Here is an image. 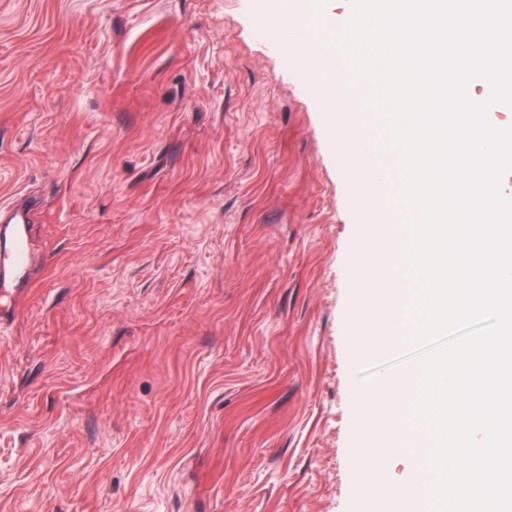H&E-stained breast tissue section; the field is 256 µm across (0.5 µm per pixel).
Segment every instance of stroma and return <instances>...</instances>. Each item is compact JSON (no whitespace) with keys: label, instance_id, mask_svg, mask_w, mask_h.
I'll use <instances>...</instances> for the list:
<instances>
[{"label":"stroma","instance_id":"35a3bbf8","mask_svg":"<svg viewBox=\"0 0 512 512\" xmlns=\"http://www.w3.org/2000/svg\"><path fill=\"white\" fill-rule=\"evenodd\" d=\"M276 0H0V512H376L343 311L378 221ZM5 251L0 260V288H16L24 278L28 265L27 226L22 213L17 211L13 223L4 230Z\"/></svg>","mask_w":512,"mask_h":512}]
</instances>
